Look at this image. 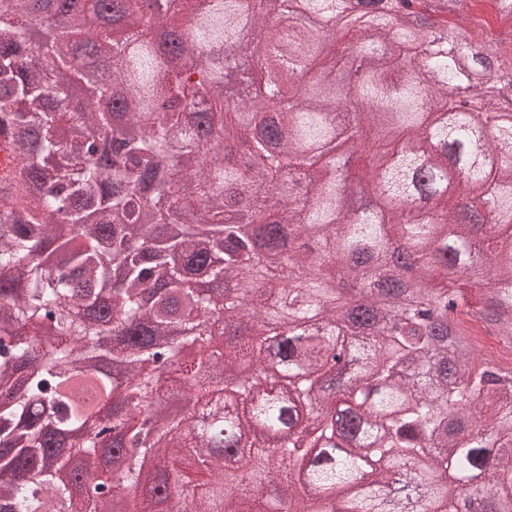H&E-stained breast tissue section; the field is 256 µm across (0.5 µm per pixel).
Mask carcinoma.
I'll return each mask as SVG.
<instances>
[{
	"instance_id": "obj_1",
	"label": "carcinoma",
	"mask_w": 512,
	"mask_h": 512,
	"mask_svg": "<svg viewBox=\"0 0 512 512\" xmlns=\"http://www.w3.org/2000/svg\"><path fill=\"white\" fill-rule=\"evenodd\" d=\"M212 0L185 28L198 57L168 59L147 31L171 18L148 0H99L133 17L113 36L92 28L73 0H0V136L22 168L0 212V498L9 512H512V365L473 347L476 321L512 348V160H475L455 177L454 150L475 139L465 112L448 111L455 87L484 113L493 151L512 150V98L494 93L512 71L503 49L474 45L465 58L443 37L461 0ZM53 20L38 47L33 19ZM222 44L251 59L272 85L224 99ZM357 48L369 66L347 95L336 68ZM36 50L57 69L115 62L99 99L130 95L140 110L125 132L89 100L70 109L55 71L29 66ZM343 125L368 145L361 190L317 166ZM240 140L244 163L206 166L217 140ZM417 190L436 198L417 212ZM286 224L287 262L267 268L275 287L243 293L239 280L259 251L281 249L234 222ZM489 225L478 258L468 247ZM410 247L403 279L393 241ZM448 311L471 350L466 363L436 333ZM224 318V353L211 354ZM180 335L196 344L194 370L157 365ZM261 372L227 386L242 366ZM182 403L155 420L143 401ZM112 403L123 433L112 437L115 483L88 490L63 458L85 449L77 433ZM214 411L205 427L194 409ZM171 469L144 471L146 456Z\"/></svg>"
}]
</instances>
